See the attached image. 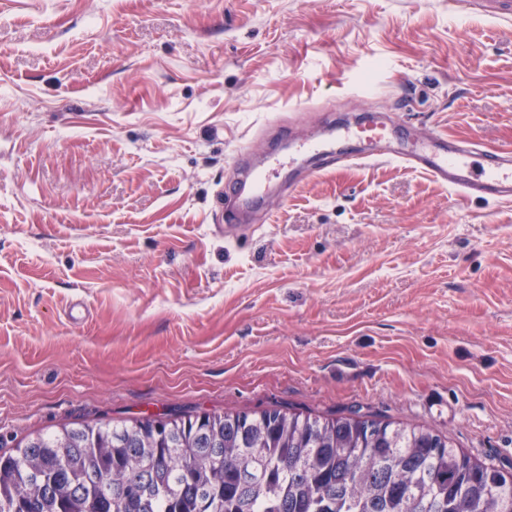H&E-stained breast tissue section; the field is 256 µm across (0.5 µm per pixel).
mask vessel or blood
I'll list each match as a JSON object with an SVG mask.
<instances>
[{
	"instance_id": "1",
	"label": "vessel or blood",
	"mask_w": 512,
	"mask_h": 512,
	"mask_svg": "<svg viewBox=\"0 0 512 512\" xmlns=\"http://www.w3.org/2000/svg\"><path fill=\"white\" fill-rule=\"evenodd\" d=\"M394 128V123L385 121L340 127L321 140L300 141L288 157H269L261 166L240 168L226 187L233 206L225 210V221H236L239 213L254 209L270 174L279 167L287 164L305 170L313 159L342 168L370 158H385L422 171L464 197L512 199V148L488 151L476 142L432 132L402 142L395 137Z\"/></svg>"
}]
</instances>
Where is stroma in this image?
Listing matches in <instances>:
<instances>
[{
  "label": "stroma",
  "instance_id": "stroma-1",
  "mask_svg": "<svg viewBox=\"0 0 512 512\" xmlns=\"http://www.w3.org/2000/svg\"><path fill=\"white\" fill-rule=\"evenodd\" d=\"M394 117L512 147V17L457 0H0V454L74 422L284 409L512 465V201L241 146ZM84 301L82 324L65 307Z\"/></svg>",
  "mask_w": 512,
  "mask_h": 512
}]
</instances>
